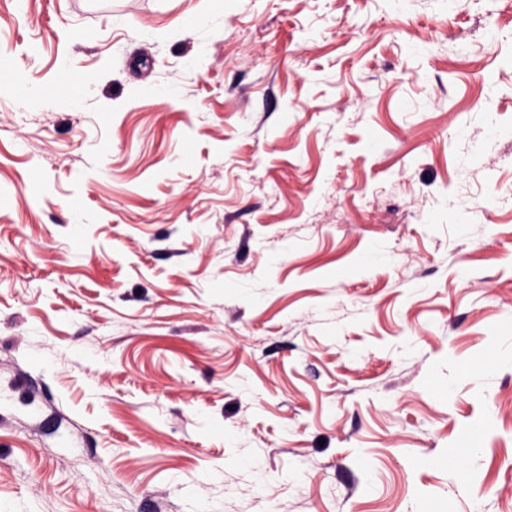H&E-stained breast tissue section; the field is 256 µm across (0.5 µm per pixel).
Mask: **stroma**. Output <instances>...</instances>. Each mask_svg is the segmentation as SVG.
<instances>
[{"label":"stroma","instance_id":"35a3bbf8","mask_svg":"<svg viewBox=\"0 0 512 512\" xmlns=\"http://www.w3.org/2000/svg\"><path fill=\"white\" fill-rule=\"evenodd\" d=\"M0 512H512V0H0Z\"/></svg>","mask_w":512,"mask_h":512}]
</instances>
